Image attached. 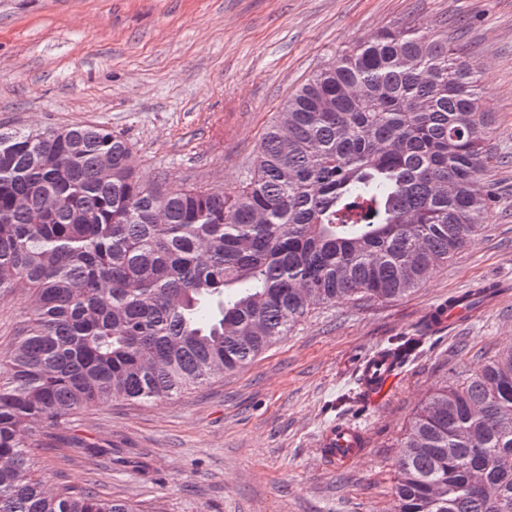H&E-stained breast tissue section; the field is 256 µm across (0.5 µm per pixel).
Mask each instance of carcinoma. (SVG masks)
Listing matches in <instances>:
<instances>
[{
  "label": "carcinoma",
  "instance_id": "carcinoma-1",
  "mask_svg": "<svg viewBox=\"0 0 512 512\" xmlns=\"http://www.w3.org/2000/svg\"><path fill=\"white\" fill-rule=\"evenodd\" d=\"M477 73L446 38L383 30L288 97L230 193L145 185L103 127L1 129L0 293L32 299L0 379V512H139L52 484L34 438L247 365L323 305L410 295L474 242L494 199ZM395 467V512H512V343L426 396Z\"/></svg>",
  "mask_w": 512,
  "mask_h": 512
}]
</instances>
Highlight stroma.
<instances>
[{"mask_svg": "<svg viewBox=\"0 0 512 512\" xmlns=\"http://www.w3.org/2000/svg\"><path fill=\"white\" fill-rule=\"evenodd\" d=\"M417 28L480 66L497 199L474 244L413 294L339 300L250 364L178 397L112 402L34 443L37 468L141 512H394L398 443L432 389L512 342V0H0V128L98 125L166 188L236 190L284 100L379 30ZM501 287L472 321L433 336L365 403L366 445L321 458L361 356L423 326L448 297ZM29 295L0 294V365Z\"/></svg>", "mask_w": 512, "mask_h": 512, "instance_id": "35a3bbf8", "label": "stroma"}]
</instances>
